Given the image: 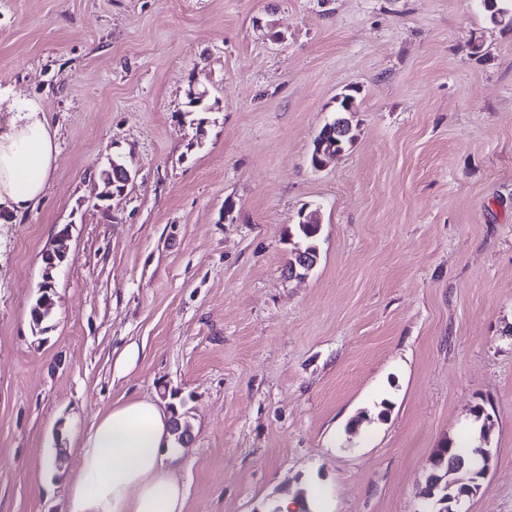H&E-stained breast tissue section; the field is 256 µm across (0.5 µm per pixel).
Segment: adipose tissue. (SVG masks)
I'll return each mask as SVG.
<instances>
[{
  "label": "adipose tissue",
  "instance_id": "adipose-tissue-1",
  "mask_svg": "<svg viewBox=\"0 0 512 512\" xmlns=\"http://www.w3.org/2000/svg\"><path fill=\"white\" fill-rule=\"evenodd\" d=\"M0 208L20 215L42 198L56 158L43 108L0 95ZM170 413L147 398L124 400L102 414L79 443L68 512H184L185 491L170 464Z\"/></svg>",
  "mask_w": 512,
  "mask_h": 512
}]
</instances>
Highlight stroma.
Here are the masks:
<instances>
[{
    "label": "stroma",
    "instance_id": "obj_1",
    "mask_svg": "<svg viewBox=\"0 0 512 512\" xmlns=\"http://www.w3.org/2000/svg\"><path fill=\"white\" fill-rule=\"evenodd\" d=\"M349 87L355 139L313 168ZM0 88L58 145L39 203L0 222V512H66L80 439L137 397L187 413L185 512L307 489L422 512L478 404L490 470L461 507L512 512V27L480 0H0ZM117 155L134 181L105 212ZM311 209L318 258L292 278ZM70 238V232L68 229V233L63 235H56V247L51 251L46 253V256H51L53 260H56V257L59 258V264H53L47 268L42 269L41 278L42 281L39 284L41 288H38L41 293H49L54 289V274L56 270L65 262L68 254V241ZM47 287V288H45Z\"/></svg>",
    "mask_w": 512,
    "mask_h": 512
}]
</instances>
